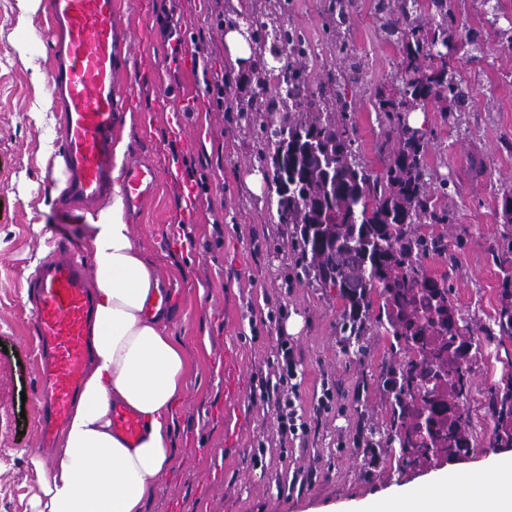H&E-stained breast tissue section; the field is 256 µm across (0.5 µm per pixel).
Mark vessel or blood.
Returning a JSON list of instances; mask_svg holds the SVG:
<instances>
[{
  "label": "vessel or blood",
  "mask_w": 512,
  "mask_h": 512,
  "mask_svg": "<svg viewBox=\"0 0 512 512\" xmlns=\"http://www.w3.org/2000/svg\"><path fill=\"white\" fill-rule=\"evenodd\" d=\"M114 0H45L53 40L50 89L60 106L62 149L59 167L66 178L75 221L88 222L96 205L112 191V143L122 101L113 73L128 40L112 22ZM125 206L137 216L153 195L157 171L132 162L121 172ZM32 305L40 420L36 448L48 453L67 421L90 358L88 330L96 299L87 283L82 249L60 238L56 251L28 284ZM112 429L136 444L144 423L133 410L112 408Z\"/></svg>",
  "instance_id": "vessel-or-blood-1"
}]
</instances>
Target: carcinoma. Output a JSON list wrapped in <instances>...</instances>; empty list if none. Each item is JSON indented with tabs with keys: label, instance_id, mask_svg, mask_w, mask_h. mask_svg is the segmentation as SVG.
Returning <instances> with one entry per match:
<instances>
[{
	"label": "carcinoma",
	"instance_id": "obj_1",
	"mask_svg": "<svg viewBox=\"0 0 512 512\" xmlns=\"http://www.w3.org/2000/svg\"><path fill=\"white\" fill-rule=\"evenodd\" d=\"M264 8L242 16L260 69L256 84L271 91L268 105L281 102L290 112H312L296 122H270L263 127L267 142L280 150L288 145L285 167L273 164L278 223L294 225L306 271L324 288L336 289L347 309L340 323L341 343L365 351L363 336L380 298L376 322L400 344L423 335H449L437 348L440 362L457 357L454 343L464 335L448 300L445 280L424 272L421 257L436 247L412 232L424 221L448 223V213L437 211L434 191L426 179L425 134L406 122V113L440 104V111L462 107L468 95L448 63V41L453 19L448 0H379L380 28L401 43L403 58L390 85L376 92L373 110L385 116L398 149L382 172L364 164L354 147L351 122L354 102L346 88L355 83L353 72L338 68L327 73L320 95L309 92L307 61L310 45L278 22L281 0H264ZM351 0H328L326 11L335 23L336 47L347 49L344 28L350 20ZM283 50L287 60L275 66L268 56ZM499 335L512 336V271L503 270ZM417 366L402 377L387 370L384 384L395 391L385 446L399 445L409 463L425 464L429 449L461 452L468 438V417L461 410L448 433L431 428V420L412 398ZM488 414L495 421L496 441L512 446V376L492 395Z\"/></svg>",
	"mask_w": 512,
	"mask_h": 512
}]
</instances>
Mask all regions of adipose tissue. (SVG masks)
I'll list each match as a JSON object with an SVG mask.
<instances>
[{
	"mask_svg": "<svg viewBox=\"0 0 512 512\" xmlns=\"http://www.w3.org/2000/svg\"><path fill=\"white\" fill-rule=\"evenodd\" d=\"M96 309L89 329L91 360L51 467L33 459L41 493L33 512H143L152 481L173 448L172 410L185 387L188 362L145 305L160 289L128 223L121 188L90 226ZM144 421L135 446L112 431V406ZM456 471L422 484L354 502L353 512H512V455L491 469L466 470L469 492L457 493Z\"/></svg>",
	"mask_w": 512,
	"mask_h": 512,
	"instance_id": "adipose-tissue-1",
	"label": "adipose tissue"
}]
</instances>
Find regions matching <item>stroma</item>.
Here are the masks:
<instances>
[{
    "mask_svg": "<svg viewBox=\"0 0 512 512\" xmlns=\"http://www.w3.org/2000/svg\"><path fill=\"white\" fill-rule=\"evenodd\" d=\"M378 0H353L349 54L323 33L324 0H284L280 21L315 50L309 89L328 71L360 64L348 95L364 161L382 171L393 149L370 100L396 71L402 48L379 28ZM256 0H116L115 24L130 37L117 75L128 110L127 157L156 166L159 181L133 225L144 258L158 266L172 302L164 330L183 345L189 371L175 406L168 468L149 489L143 512H343L351 501L413 484L447 468L465 470L501 453L487 402L512 374V339L498 335L502 305L499 257L512 233L501 219L512 190V44L487 19L482 0H451L455 41L477 48L451 66L469 92L466 111L428 108L419 123L427 165L447 180L435 196L447 224H417L442 238L445 252L422 261L446 278L452 306L481 351L469 373V431L475 449L444 462L409 464L390 448H369L386 432L393 399L383 368L397 356L386 332L368 323L367 350L340 343L344 309L335 289L308 275L293 227L279 223L269 181L273 148L262 128L281 121L267 112L252 70L236 67L224 48L226 21ZM173 16L186 49L172 62L159 20ZM26 54L17 0H0V512H31L40 475L30 464L39 414V378L27 282L54 247L56 234L87 243L88 225L71 222L60 195L43 188L59 166L60 112L49 93L45 12ZM206 58L196 69L194 54ZM221 81L223 97L206 93ZM253 100L249 120L230 104ZM259 174L249 186L250 174ZM296 365L295 406L307 425L291 435L278 426L275 385L280 345Z\"/></svg>",
    "mask_w": 512,
    "mask_h": 512,
    "instance_id": "stroma-1",
    "label": "stroma"
}]
</instances>
